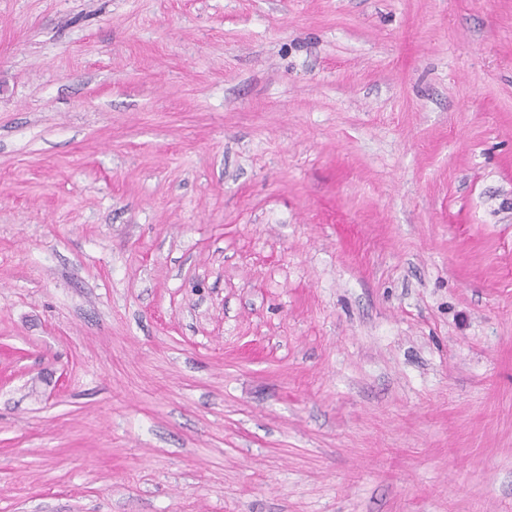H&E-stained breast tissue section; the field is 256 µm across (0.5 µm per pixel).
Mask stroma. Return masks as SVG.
Returning a JSON list of instances; mask_svg holds the SVG:
<instances>
[{"label": "stroma", "instance_id": "35a3bbf8", "mask_svg": "<svg viewBox=\"0 0 512 512\" xmlns=\"http://www.w3.org/2000/svg\"><path fill=\"white\" fill-rule=\"evenodd\" d=\"M0 512H512V0H0Z\"/></svg>", "mask_w": 512, "mask_h": 512}]
</instances>
